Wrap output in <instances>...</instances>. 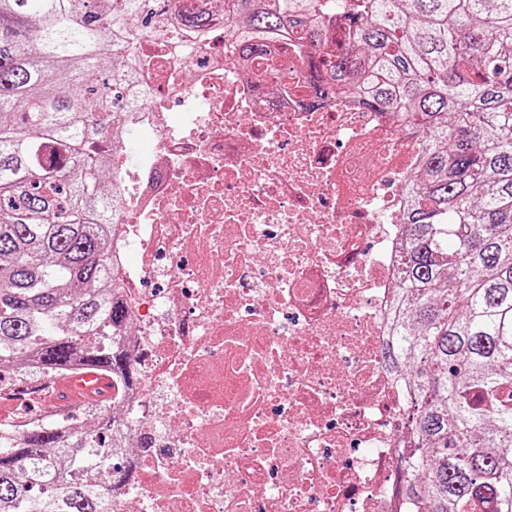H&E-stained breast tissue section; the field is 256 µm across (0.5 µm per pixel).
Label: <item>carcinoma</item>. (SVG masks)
<instances>
[{
  "label": "carcinoma",
  "mask_w": 512,
  "mask_h": 512,
  "mask_svg": "<svg viewBox=\"0 0 512 512\" xmlns=\"http://www.w3.org/2000/svg\"><path fill=\"white\" fill-rule=\"evenodd\" d=\"M145 0H0V366L33 360L51 378L127 376L125 355L90 336L127 322L107 273L99 206L120 148L105 129L139 93L133 53L97 75L109 38ZM237 64L298 49L302 84L422 122L407 178L390 357L415 379L404 492L428 512H512V0H236ZM110 196V195H108ZM112 209L122 208L117 195ZM122 421L63 435L31 423L0 445V512H110L112 473L92 463ZM73 457L84 470L58 466Z\"/></svg>",
  "instance_id": "obj_1"
}]
</instances>
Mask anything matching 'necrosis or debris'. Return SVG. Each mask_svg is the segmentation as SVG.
<instances>
[{"mask_svg":"<svg viewBox=\"0 0 512 512\" xmlns=\"http://www.w3.org/2000/svg\"><path fill=\"white\" fill-rule=\"evenodd\" d=\"M208 5L205 38L175 27ZM119 36L144 67L122 114L148 151L112 163L109 261L136 380L111 512H418L401 458L412 393L387 358L408 116L313 105L277 58L227 64L222 0H151ZM178 28L157 40L148 29Z\"/></svg>","mask_w":512,"mask_h":512,"instance_id":"4bbe7bcc","label":"necrosis or debris"}]
</instances>
